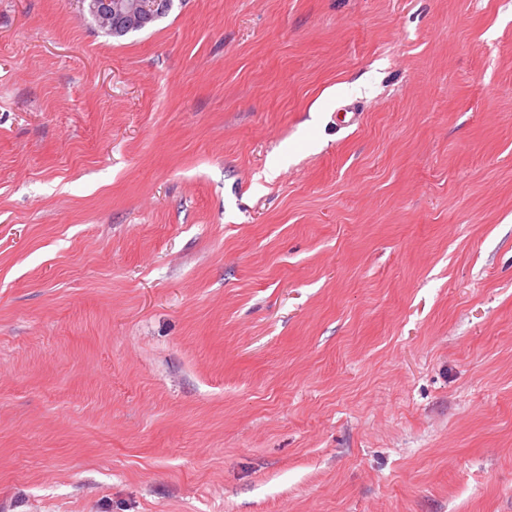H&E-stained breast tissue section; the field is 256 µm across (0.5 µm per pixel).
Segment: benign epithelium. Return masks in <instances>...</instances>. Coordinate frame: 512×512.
<instances>
[{
  "mask_svg": "<svg viewBox=\"0 0 512 512\" xmlns=\"http://www.w3.org/2000/svg\"><path fill=\"white\" fill-rule=\"evenodd\" d=\"M98 26L114 36L144 28L162 15L169 0H85Z\"/></svg>",
  "mask_w": 512,
  "mask_h": 512,
  "instance_id": "1",
  "label": "benign epithelium"
}]
</instances>
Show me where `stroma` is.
<instances>
[{
    "mask_svg": "<svg viewBox=\"0 0 512 512\" xmlns=\"http://www.w3.org/2000/svg\"><path fill=\"white\" fill-rule=\"evenodd\" d=\"M0 512H512V0H0ZM98 26L112 36L144 28L168 8V0H84Z\"/></svg>",
    "mask_w": 512,
    "mask_h": 512,
    "instance_id": "stroma-1",
    "label": "stroma"
}]
</instances>
